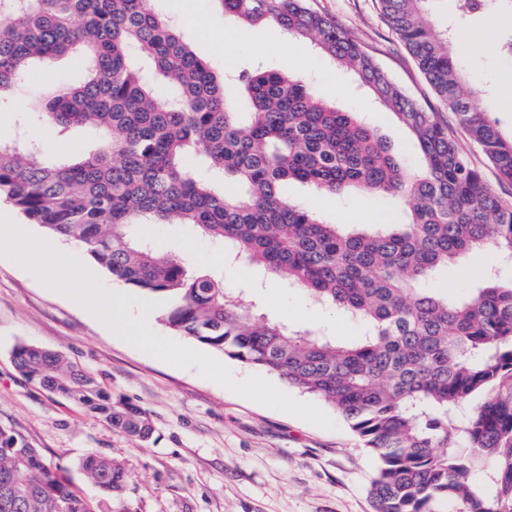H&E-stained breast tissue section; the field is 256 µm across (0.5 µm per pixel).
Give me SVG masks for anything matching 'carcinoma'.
Listing matches in <instances>:
<instances>
[{
  "label": "carcinoma",
  "mask_w": 512,
  "mask_h": 512,
  "mask_svg": "<svg viewBox=\"0 0 512 512\" xmlns=\"http://www.w3.org/2000/svg\"><path fill=\"white\" fill-rule=\"evenodd\" d=\"M241 23L273 22L354 73L417 141L413 171L354 113L324 101L301 78L259 65L219 78L159 16L153 0H0V112L40 83L37 62L74 55L77 81L37 96L0 138V198L55 236L80 246L112 277L167 301L161 321L225 356L277 376L336 410L374 459L373 512H512V203L502 200L448 134L373 56L308 0H215ZM436 0H380L442 105L512 183V137L448 55V32L485 6L454 0L450 25L429 16ZM47 125L88 146L35 140ZM332 193L391 195L406 224L375 230L319 219L286 194L289 183ZM142 224H188L233 261L359 321L351 343L254 312L242 291L192 271L141 236ZM500 248L463 300L425 284L473 249ZM15 366L81 404L114 431L146 441L148 412L114 401L61 351L13 350ZM488 391L466 425L448 426L460 402ZM469 449L461 453L458 448ZM495 471L487 489L474 461ZM99 487L94 505L22 438L0 433V512H104L131 474L116 458L82 461Z\"/></svg>",
  "instance_id": "carcinoma-1"
}]
</instances>
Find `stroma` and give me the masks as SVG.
<instances>
[{"mask_svg":"<svg viewBox=\"0 0 512 512\" xmlns=\"http://www.w3.org/2000/svg\"><path fill=\"white\" fill-rule=\"evenodd\" d=\"M156 0V10L182 32L198 57L216 73L264 61L308 81L321 98L358 113L412 169L424 164L417 143L398 119L380 107L368 88L338 71L311 43L290 38L270 24L237 27L225 43L229 22L214 0ZM333 18L371 54L410 96L437 109L448 132L466 150L498 195L512 201V184L499 182L493 164L471 140L456 116L438 99L415 58L388 26L379 0H309ZM500 10L467 22L464 37L448 53L464 67L474 90L512 69L499 49L495 28L505 25ZM291 199L316 215L341 224H399L407 207L392 196L312 193L288 188ZM160 249L185 253L190 268L219 273L224 285L245 289L263 316L310 329H327L348 341L362 332L348 318L315 305L302 291L260 271L218 260V248L184 224L142 227ZM493 249L473 251L459 264L442 268L430 285L453 299L465 298L483 270L496 266ZM21 343L63 351L69 362L93 374L116 400L146 409L153 424L148 441L127 439L74 402L42 388L16 369L12 351ZM324 429L283 411L232 393L201 376L197 368L165 363L115 336L102 320L71 297L0 255V431L23 437L51 462L61 464L87 500L101 497L80 467L91 452L123 460L132 479L113 512H372L369 485L373 458L335 410Z\"/></svg>","mask_w":512,"mask_h":512,"instance_id":"stroma-1","label":"stroma"}]
</instances>
